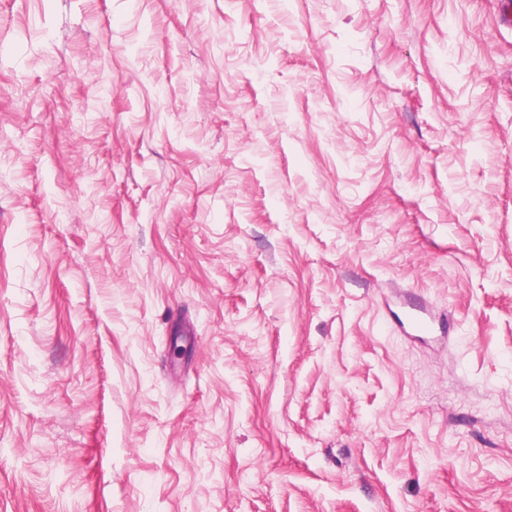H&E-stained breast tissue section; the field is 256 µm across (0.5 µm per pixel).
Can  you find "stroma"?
I'll list each match as a JSON object with an SVG mask.
<instances>
[{
    "label": "stroma",
    "mask_w": 512,
    "mask_h": 512,
    "mask_svg": "<svg viewBox=\"0 0 512 512\" xmlns=\"http://www.w3.org/2000/svg\"><path fill=\"white\" fill-rule=\"evenodd\" d=\"M507 15L0 0V512H512Z\"/></svg>",
    "instance_id": "obj_1"
}]
</instances>
